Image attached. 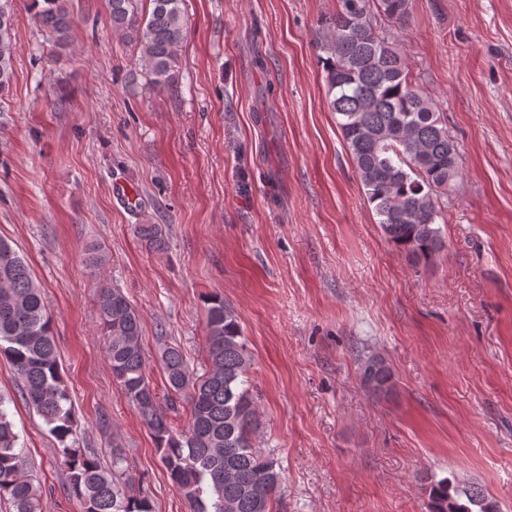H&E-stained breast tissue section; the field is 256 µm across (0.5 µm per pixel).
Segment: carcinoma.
I'll return each mask as SVG.
<instances>
[{"label":"carcinoma","mask_w":512,"mask_h":512,"mask_svg":"<svg viewBox=\"0 0 512 512\" xmlns=\"http://www.w3.org/2000/svg\"><path fill=\"white\" fill-rule=\"evenodd\" d=\"M39 1L35 22L56 45H67V0H34ZM149 2L151 11L143 15L138 0H109L112 29L136 45L153 82L168 86L186 38L184 0ZM408 14V0H336L318 50L327 106L337 115L383 234L412 258L429 261L445 247L439 199L457 186L461 172L457 146L434 98L411 78L400 42L376 21L383 15L404 26ZM12 29V7L0 0V97L14 78ZM135 230L148 249H166L163 225L137 224ZM97 307L112 375L148 427L191 512H274L283 476L278 463L255 448L252 359L234 310L220 297L208 299L202 373L189 367L179 346L161 350L167 395L189 405L187 423L175 426L160 412L158 393L146 376L138 312L120 289L107 286L97 294ZM0 356L17 376L20 398L57 442L67 491L82 512H154L150 497L135 489L122 451L114 450L105 465L77 442L75 411L41 287L24 256L3 238ZM361 382L371 392L389 393L394 373L383 357L372 355L361 366ZM6 403L0 395V502H8L12 512H42L40 482L27 467ZM426 491L430 512H498L472 485L442 478L430 481Z\"/></svg>","instance_id":"1"}]
</instances>
